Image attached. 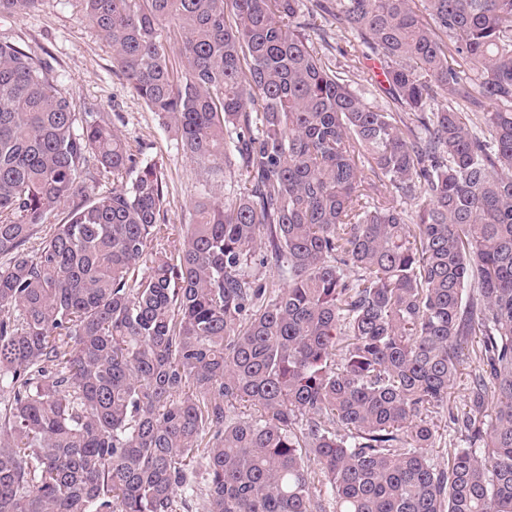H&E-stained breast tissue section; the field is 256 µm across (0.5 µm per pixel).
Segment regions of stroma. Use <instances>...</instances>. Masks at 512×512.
<instances>
[{"instance_id":"35a3bbf8","label":"stroma","mask_w":512,"mask_h":512,"mask_svg":"<svg viewBox=\"0 0 512 512\" xmlns=\"http://www.w3.org/2000/svg\"><path fill=\"white\" fill-rule=\"evenodd\" d=\"M323 30L328 32L333 45L328 60H339L347 67L355 89L366 92L380 106H390V98L374 86L382 69L380 62L359 57L351 35L338 29L330 17H317L308 35L314 39ZM0 41L14 43L48 63L59 85L73 95L78 111L108 115L115 131L129 143L138 160L154 162L162 168L167 183V224L177 227L187 221L204 182L199 168L177 150L175 135L162 118L133 95L123 76L112 66L111 49L71 0H42L35 11L22 18L0 16ZM340 48L345 50V57L337 56ZM466 397V379L457 377L447 406L432 415L441 433L428 451L434 464H446L449 448L460 442L448 411L462 406Z\"/></svg>"}]
</instances>
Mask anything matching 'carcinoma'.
<instances>
[{
  "instance_id": "carcinoma-1",
  "label": "carcinoma",
  "mask_w": 512,
  "mask_h": 512,
  "mask_svg": "<svg viewBox=\"0 0 512 512\" xmlns=\"http://www.w3.org/2000/svg\"><path fill=\"white\" fill-rule=\"evenodd\" d=\"M75 2L244 185L170 228L162 169L0 43V512H512V0ZM323 14L394 108L322 60ZM449 391L448 408L447 406H444L443 408L436 410V413L432 414V419L434 423L437 424L439 433L442 434V437L440 438L439 436L434 447L429 448L428 456L431 461L437 465L447 464L448 449L453 448L454 444L455 446L458 444H464V442L460 441L461 438L459 433L454 431L453 425L449 421L448 409L452 407L453 410L456 411L455 407H460L464 403V400L467 397L466 375H458Z\"/></svg>"
}]
</instances>
